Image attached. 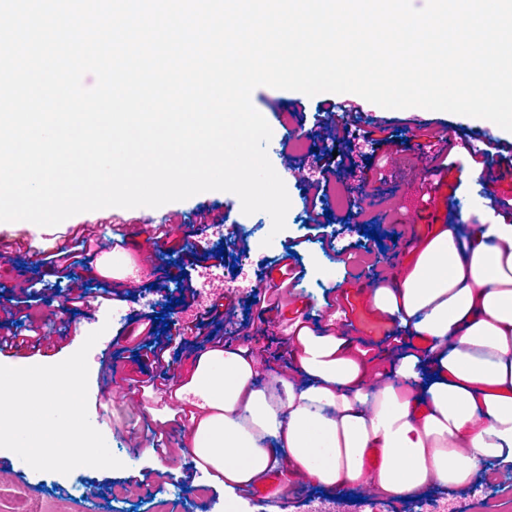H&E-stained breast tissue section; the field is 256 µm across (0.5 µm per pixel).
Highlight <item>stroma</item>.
I'll list each match as a JSON object with an SVG mask.
<instances>
[{"mask_svg": "<svg viewBox=\"0 0 512 512\" xmlns=\"http://www.w3.org/2000/svg\"><path fill=\"white\" fill-rule=\"evenodd\" d=\"M331 100L348 105L343 115L346 138H338L333 119L322 110ZM251 101L272 129L268 157L291 201L285 229L268 246L246 235L225 245L209 230L195 229L192 223L196 210L202 207L223 216L225 223L246 222L235 194L208 191L163 205V212L180 218L171 228L168 246L155 251L156 267L167 272L164 283L154 288L141 284L128 289L126 300L103 302L93 314L76 320L66 317L56 321L49 333L58 338V345L45 353L21 356L31 366L55 364L77 351L89 333L101 331L88 355V414L111 453L122 461V468L83 467L66 475L38 472L23 465L14 452L0 449V512H224V490L205 472H197L192 482H185L183 467L192 458L181 449L180 433L169 434L166 448L156 449L153 429L172 419L177 411L191 415L196 408L190 400L143 387L144 369L132 350V335L140 327L141 316L164 315L168 323L163 334L166 356L174 361L175 380L186 381L194 356L210 347L212 327L200 322L197 314L206 306L205 295L217 294L224 282V254L247 259L254 270L252 286L262 287L279 281L278 260L290 242L298 244L305 274L297 287L280 293L278 309L259 312L233 293L228 298L231 311L223 315L219 326L221 335L233 346L248 345L263 359L257 379L262 385L290 363L291 340L306 314L320 318L331 332L348 336L369 356L390 351V344L384 341L388 325L373 304L371 290L399 267L398 245L410 251L418 245L414 239L401 241L399 228L432 224L437 213L442 214L444 223L459 225L463 237L474 224H512V214L494 206L498 194L512 191V181L489 186L478 174V163L462 146L467 137L480 134L512 143V132L489 120L417 107L387 109L354 93L342 96L325 92L309 97L268 86L257 87ZM449 135L456 145L447 159L449 170L441 176L450 188L448 199L422 201L420 187L429 181L432 158ZM327 163L335 164L336 175L325 196L318 198L309 184L320 179L321 168ZM337 193L352 198L365 193L371 196L359 221H350L344 211L337 213L334 224L328 227L329 234L334 235L340 227L352 226L354 247L366 252L361 261L348 260L341 266L335 253L324 250L317 230L309 226L316 209L329 208L331 195ZM152 214L149 207H109L76 214L58 229L63 232L71 226L93 225L106 240L113 225L135 224ZM368 228L377 230V238L365 236ZM204 267L211 273L205 283L199 278ZM186 272L193 277L197 295L182 289ZM103 286L91 268H76L74 275L64 280L52 275L37 279L34 291L41 303L35 313L46 318L48 307L64 300L68 289L82 288L94 296ZM107 364L114 368L117 380L112 399L106 403L100 399V374ZM105 481L119 486V494L96 493L94 484ZM289 487L292 512H416L415 501L388 499L367 489L330 491L302 479L291 481ZM473 488L438 487L425 494L423 501L436 508L448 507L449 512H512V504L474 498Z\"/></svg>", "mask_w": 512, "mask_h": 512, "instance_id": "1", "label": "stroma"}]
</instances>
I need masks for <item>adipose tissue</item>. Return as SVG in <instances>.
<instances>
[{
	"mask_svg": "<svg viewBox=\"0 0 512 512\" xmlns=\"http://www.w3.org/2000/svg\"><path fill=\"white\" fill-rule=\"evenodd\" d=\"M373 303L424 337L418 351L370 360L347 336L303 325L277 392L256 386L261 362L249 349L199 355L175 394L198 397L188 443L225 494L286 464L327 489L370 485L408 500L512 464V224L464 238L438 225ZM370 448L382 451L372 471Z\"/></svg>",
	"mask_w": 512,
	"mask_h": 512,
	"instance_id": "ef3b65f1",
	"label": "adipose tissue"
}]
</instances>
